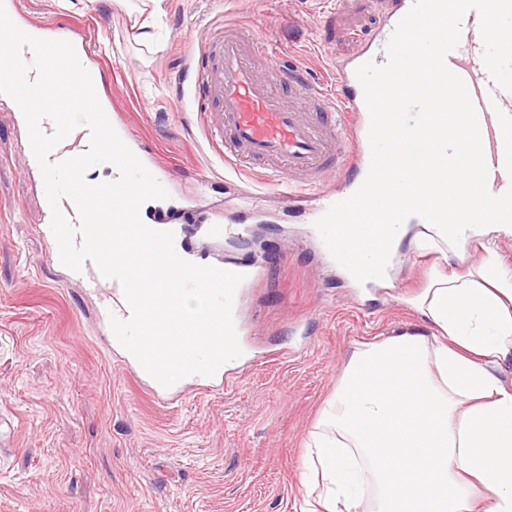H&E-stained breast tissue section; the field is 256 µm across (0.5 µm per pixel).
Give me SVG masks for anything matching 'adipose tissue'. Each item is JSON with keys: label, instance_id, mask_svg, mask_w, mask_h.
I'll use <instances>...</instances> for the list:
<instances>
[{"label": "adipose tissue", "instance_id": "obj_1", "mask_svg": "<svg viewBox=\"0 0 512 512\" xmlns=\"http://www.w3.org/2000/svg\"><path fill=\"white\" fill-rule=\"evenodd\" d=\"M446 120L454 142L395 141L420 187L403 206L431 211L432 221L389 225L380 257L360 224L336 225V246L360 275L392 268L407 241L444 258L481 238L485 255L463 275L434 270L408 298L430 332L404 328L353 350L308 444L307 512H360L368 491L372 512H512V385L497 374L512 358V275L493 248L512 222H499L498 202L477 192L464 114Z\"/></svg>", "mask_w": 512, "mask_h": 512}]
</instances>
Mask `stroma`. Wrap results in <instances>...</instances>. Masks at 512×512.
<instances>
[{
	"instance_id": "stroma-1",
	"label": "stroma",
	"mask_w": 512,
	"mask_h": 512,
	"mask_svg": "<svg viewBox=\"0 0 512 512\" xmlns=\"http://www.w3.org/2000/svg\"><path fill=\"white\" fill-rule=\"evenodd\" d=\"M36 21L79 25L105 104L174 175L155 218L199 219L221 209L236 235L191 238L189 248L233 265L263 264L236 309L242 355L228 383L180 385L156 402L150 381L114 350L97 323L99 300L71 287L41 232V176H27L26 138L0 103V512H300L307 439L357 343L422 328L406 300L432 261L405 245L385 283H352L318 245L309 207L270 187L241 206L252 179L224 182L194 112L172 106L186 41L227 22L251 24L285 59L335 90L329 66L379 26L389 0H163L150 39L134 7L113 0H21Z\"/></svg>"
}]
</instances>
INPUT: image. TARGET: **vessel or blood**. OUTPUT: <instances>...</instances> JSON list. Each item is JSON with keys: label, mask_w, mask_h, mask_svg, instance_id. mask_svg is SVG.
I'll use <instances>...</instances> for the list:
<instances>
[{"label": "vessel or blood", "mask_w": 512, "mask_h": 512, "mask_svg": "<svg viewBox=\"0 0 512 512\" xmlns=\"http://www.w3.org/2000/svg\"><path fill=\"white\" fill-rule=\"evenodd\" d=\"M413 0H392L377 36L364 41L349 62L336 64L342 94L311 82L300 69L286 67L255 27L227 22L201 43H189L182 83L186 90L174 107L196 108L209 146L236 174L257 176L259 183L284 185L290 200L314 194L323 206L344 200L329 185L345 179L356 191L370 165L369 112L356 77L366 61L384 63L385 45ZM479 17L468 12L461 37L448 53V68L468 86L477 111L488 187L499 195L512 187V92L495 86L484 66ZM287 82L292 96L276 94L274 83ZM69 278L100 297L104 312L129 318L121 285L103 279L93 263Z\"/></svg>", "instance_id": "obj_1"}]
</instances>
